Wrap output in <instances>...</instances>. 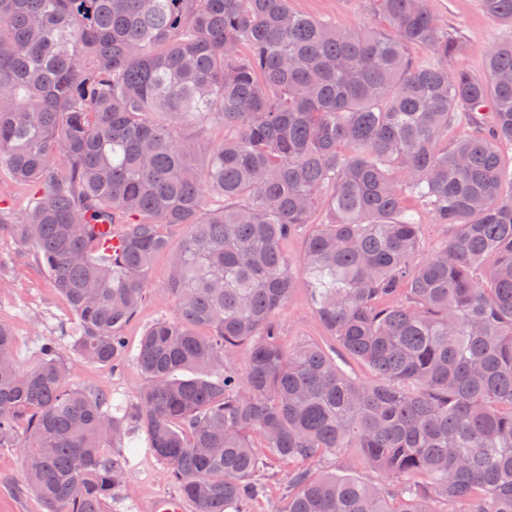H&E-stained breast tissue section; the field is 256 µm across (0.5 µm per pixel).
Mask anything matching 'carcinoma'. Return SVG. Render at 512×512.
<instances>
[{
  "mask_svg": "<svg viewBox=\"0 0 512 512\" xmlns=\"http://www.w3.org/2000/svg\"><path fill=\"white\" fill-rule=\"evenodd\" d=\"M378 2L384 30L289 0H0V172L33 191L0 235L66 299L78 354L143 376L115 404L66 382L55 342L19 368L0 323V447L25 449L47 512H112L140 431L194 512H241L275 462L301 463L286 512H512V39L484 76L450 71L426 0ZM482 5L512 26V0ZM207 120L225 135L200 172L178 126ZM319 204L308 297L373 383L280 343L283 244ZM419 206L450 230L424 258ZM163 252L172 314L133 353L121 329ZM345 448L392 487L322 471Z\"/></svg>",
  "mask_w": 512,
  "mask_h": 512,
  "instance_id": "obj_1",
  "label": "carcinoma"
}]
</instances>
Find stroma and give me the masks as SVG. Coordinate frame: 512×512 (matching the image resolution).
<instances>
[{
    "label": "stroma",
    "instance_id": "obj_1",
    "mask_svg": "<svg viewBox=\"0 0 512 512\" xmlns=\"http://www.w3.org/2000/svg\"><path fill=\"white\" fill-rule=\"evenodd\" d=\"M294 10L335 20L345 27L385 28L386 19L375 0H291ZM430 13L443 25L455 29L464 46L457 66L472 73L484 71L485 52L492 45L512 36V31L486 14L480 0H427ZM170 275L167 255L155 257L147 273L146 296L136 316L124 327L129 348H136L143 332L157 320L172 313L170 301L159 294ZM12 326L16 338L14 356L20 367L33 366L38 350L46 340H55L69 365L71 384L112 393L115 400H132L142 382L134 360L119 368L89 362L74 352L69 336L75 319L64 298L38 266L33 250L0 236V322ZM281 339L288 346L312 341L324 348L335 343L320 325L308 299L304 279H297L292 299L279 312ZM288 465L271 471L259 496L244 504V512H285L288 505ZM22 448H0V512H44L41 503L23 489ZM164 464L148 451L145 440H138L130 455V466L121 493L112 502V512H142L145 503L176 496Z\"/></svg>",
    "mask_w": 512,
    "mask_h": 512
}]
</instances>
